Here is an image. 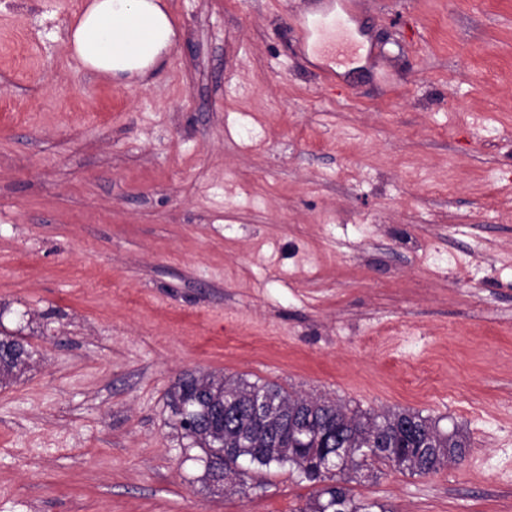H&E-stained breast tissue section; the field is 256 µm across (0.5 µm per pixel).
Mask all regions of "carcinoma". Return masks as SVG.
Returning a JSON list of instances; mask_svg holds the SVG:
<instances>
[{
  "mask_svg": "<svg viewBox=\"0 0 512 512\" xmlns=\"http://www.w3.org/2000/svg\"><path fill=\"white\" fill-rule=\"evenodd\" d=\"M33 352L21 336H0V385L30 368ZM265 411L253 412L256 396ZM168 405L184 436L207 456L224 435V473L207 465L204 479L224 478V486L245 485L241 468L291 466L316 490L300 512H389L352 492L354 475L379 465L429 475L462 461L470 439L458 429L442 431L432 419L410 409L363 412L335 402L288 392L243 376L187 371L172 384Z\"/></svg>",
  "mask_w": 512,
  "mask_h": 512,
  "instance_id": "cac0c4a2",
  "label": "carcinoma"
}]
</instances>
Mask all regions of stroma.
I'll use <instances>...</instances> for the list:
<instances>
[{"label": "stroma", "mask_w": 512, "mask_h": 512, "mask_svg": "<svg viewBox=\"0 0 512 512\" xmlns=\"http://www.w3.org/2000/svg\"><path fill=\"white\" fill-rule=\"evenodd\" d=\"M147 84L71 58L84 0H0V512H298L286 467L201 480L166 392L242 376L459 428L464 461L353 484L512 512V0H165ZM313 33L316 34L322 47L331 48L335 52L343 53L344 56L352 49L350 36L340 25L335 24L332 27H326L323 23H319L307 32L308 36ZM0 335V385L6 386L30 368L33 352L23 337L2 333Z\"/></svg>", "instance_id": "stroma-1"}]
</instances>
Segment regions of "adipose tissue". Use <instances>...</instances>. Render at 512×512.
Returning a JSON list of instances; mask_svg holds the SVG:
<instances>
[{
	"label": "adipose tissue",
	"instance_id": "adipose-tissue-1",
	"mask_svg": "<svg viewBox=\"0 0 512 512\" xmlns=\"http://www.w3.org/2000/svg\"><path fill=\"white\" fill-rule=\"evenodd\" d=\"M173 35L158 0H88L71 28L68 49L87 70L131 76L167 54Z\"/></svg>",
	"mask_w": 512,
	"mask_h": 512
}]
</instances>
